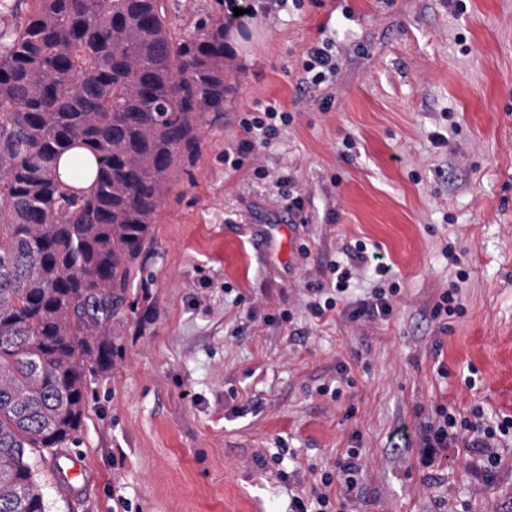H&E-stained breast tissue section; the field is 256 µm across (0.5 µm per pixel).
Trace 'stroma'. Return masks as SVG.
Returning a JSON list of instances; mask_svg holds the SVG:
<instances>
[{
    "mask_svg": "<svg viewBox=\"0 0 512 512\" xmlns=\"http://www.w3.org/2000/svg\"><path fill=\"white\" fill-rule=\"evenodd\" d=\"M267 2L227 30L235 91L135 262V311L64 451L81 477L65 492L36 463L48 510L288 512L355 446L354 512H512V438L486 479L463 448L431 477L390 442L441 405L512 416V0ZM324 39L337 70L313 91L301 64ZM269 102L291 122L231 169L242 118ZM358 242L393 269L391 315L349 317L379 285L368 266L312 319L309 289ZM461 270L466 312L446 325L430 309ZM342 365L340 396L320 394Z\"/></svg>",
    "mask_w": 512,
    "mask_h": 512,
    "instance_id": "1",
    "label": "stroma"
}]
</instances>
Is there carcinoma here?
I'll return each instance as SVG.
<instances>
[{"label": "carcinoma", "mask_w": 512, "mask_h": 512, "mask_svg": "<svg viewBox=\"0 0 512 512\" xmlns=\"http://www.w3.org/2000/svg\"><path fill=\"white\" fill-rule=\"evenodd\" d=\"M171 13L0 0V512H48L32 457L78 441L160 201L233 92L224 17Z\"/></svg>", "instance_id": "carcinoma-1"}]
</instances>
